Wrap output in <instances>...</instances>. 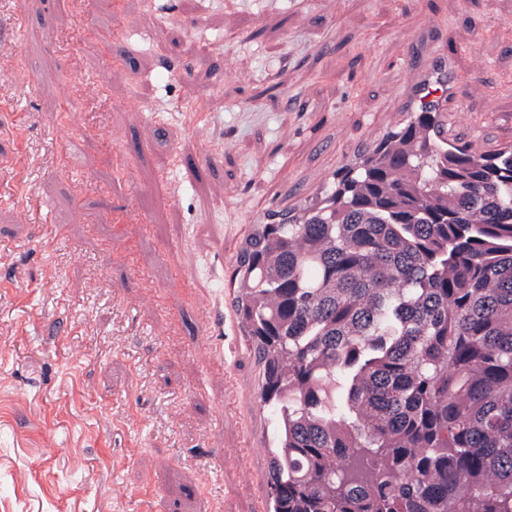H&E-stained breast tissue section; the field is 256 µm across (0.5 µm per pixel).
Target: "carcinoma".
Wrapping results in <instances>:
<instances>
[{"instance_id": "cac0c4a2", "label": "carcinoma", "mask_w": 512, "mask_h": 512, "mask_svg": "<svg viewBox=\"0 0 512 512\" xmlns=\"http://www.w3.org/2000/svg\"><path fill=\"white\" fill-rule=\"evenodd\" d=\"M237 274L271 512H512L511 148L416 112L257 225Z\"/></svg>"}]
</instances>
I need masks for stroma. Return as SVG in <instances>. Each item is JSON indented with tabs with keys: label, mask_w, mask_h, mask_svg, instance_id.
Masks as SVG:
<instances>
[{
	"label": "stroma",
	"mask_w": 512,
	"mask_h": 512,
	"mask_svg": "<svg viewBox=\"0 0 512 512\" xmlns=\"http://www.w3.org/2000/svg\"><path fill=\"white\" fill-rule=\"evenodd\" d=\"M27 2L40 43L17 57L0 0V82L39 77L0 102V163L41 161L0 180V197L36 198L23 224L0 205V512H254L276 421L236 315L245 239L403 126L404 39L424 25L452 59L458 138L512 146V0H197L187 15L121 0L124 51L93 74L94 32L72 29L66 0ZM63 128L80 134L72 166L47 141ZM175 149L210 171L171 166ZM46 222L68 238L44 250ZM174 267L223 294L221 368L199 362L203 321ZM246 446L245 469L215 454Z\"/></svg>",
	"instance_id": "obj_1"
}]
</instances>
